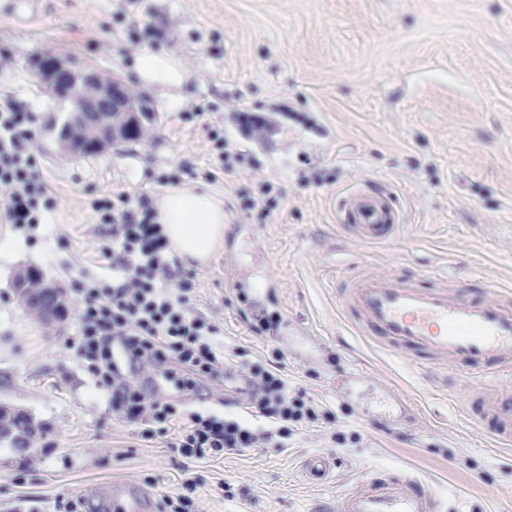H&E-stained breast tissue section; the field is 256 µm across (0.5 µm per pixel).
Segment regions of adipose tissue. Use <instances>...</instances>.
Here are the masks:
<instances>
[{
	"label": "adipose tissue",
	"mask_w": 512,
	"mask_h": 512,
	"mask_svg": "<svg viewBox=\"0 0 512 512\" xmlns=\"http://www.w3.org/2000/svg\"><path fill=\"white\" fill-rule=\"evenodd\" d=\"M136 70L146 86L162 90L169 104L182 102L187 75L174 58L147 51L138 57ZM155 209L179 258L203 265L223 247L226 218L222 195L185 184L160 194Z\"/></svg>",
	"instance_id": "1"
}]
</instances>
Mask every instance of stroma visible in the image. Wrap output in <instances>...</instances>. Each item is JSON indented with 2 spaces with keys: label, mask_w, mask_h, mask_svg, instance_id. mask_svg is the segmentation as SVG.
<instances>
[{
  "label": "stroma",
  "mask_w": 512,
  "mask_h": 512,
  "mask_svg": "<svg viewBox=\"0 0 512 512\" xmlns=\"http://www.w3.org/2000/svg\"><path fill=\"white\" fill-rule=\"evenodd\" d=\"M48 50L121 75L147 50L187 72L184 104L156 90L140 140L80 158L61 152L66 104L33 78L28 58ZM34 117L40 172L56 206L44 223L11 227L0 255V404L30 414L43 434L26 452L0 445V512H113L196 481L191 512H315L378 470L412 469L447 512H512V450L466 413L482 385L456 375L441 388L428 367L367 344L345 325L336 284L356 263L436 282L512 285V0H0V95ZM273 127L245 136L242 103ZM224 147H217V140ZM244 164L225 173L221 153ZM224 197L227 254L206 265L172 258L195 277V314L213 343L245 360L283 354L290 394L305 393L316 423L282 444L187 462L112 410V391L78 351L77 310L47 323L18 302L12 281L36 269L74 300V281H112L101 255L112 227L92 207L124 192H163L159 175ZM269 183L266 221L241 190ZM374 183L391 193L407 229L386 244L339 228L342 195ZM256 287L238 294L240 278ZM274 328L252 331L254 310ZM332 478L306 481L308 456Z\"/></svg>",
  "instance_id": "obj_1"
}]
</instances>
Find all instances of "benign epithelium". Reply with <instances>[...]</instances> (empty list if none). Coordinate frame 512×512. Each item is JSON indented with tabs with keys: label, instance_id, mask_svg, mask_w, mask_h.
Returning <instances> with one entry per match:
<instances>
[{
	"label": "benign epithelium",
	"instance_id": "7a95c632",
	"mask_svg": "<svg viewBox=\"0 0 512 512\" xmlns=\"http://www.w3.org/2000/svg\"><path fill=\"white\" fill-rule=\"evenodd\" d=\"M33 77L51 95L70 104L77 122H93L103 137L116 145L144 135L143 119L153 111L146 94L131 93L119 78L102 76L97 68H86L58 54L37 53L30 60ZM61 145L75 154H89L93 146L75 136L72 124L60 130ZM44 318L60 319L66 304L60 290L46 282L40 287Z\"/></svg>",
	"mask_w": 512,
	"mask_h": 512
}]
</instances>
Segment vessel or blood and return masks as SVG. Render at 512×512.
<instances>
[{"mask_svg":"<svg viewBox=\"0 0 512 512\" xmlns=\"http://www.w3.org/2000/svg\"><path fill=\"white\" fill-rule=\"evenodd\" d=\"M338 221L364 243L392 241L403 228L391 194L375 186L347 193ZM336 300L350 328L370 342L443 371L482 373L485 384L470 395L468 409L497 446H512V391L500 388L512 378L511 287L476 288L456 275L427 284L359 265L337 284ZM319 512H446V504L429 481L380 471Z\"/></svg>","mask_w":512,"mask_h":512,"instance_id":"1","label":"vessel or blood"}]
</instances>
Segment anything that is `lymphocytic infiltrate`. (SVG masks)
Instances as JSON below:
<instances>
[{
	"instance_id": "f902f5d3",
	"label": "lymphocytic infiltrate",
	"mask_w": 512,
	"mask_h": 512,
	"mask_svg": "<svg viewBox=\"0 0 512 512\" xmlns=\"http://www.w3.org/2000/svg\"><path fill=\"white\" fill-rule=\"evenodd\" d=\"M33 117L0 96V221L41 223L55 200L32 149ZM100 223L112 227V263L121 272L113 286L75 281L82 337L79 347L112 390V409L122 419L147 421L187 460L231 454L285 438L315 422L319 413L305 395H290L279 360L228 365L211 338L216 329L191 310V274L168 284L171 245L148 202L132 205L127 194L93 202ZM122 358H115V351ZM162 370L167 382L192 390L198 380L223 376L235 385L241 410L218 414L149 391L140 376ZM270 421L273 431L255 426Z\"/></svg>"
}]
</instances>
